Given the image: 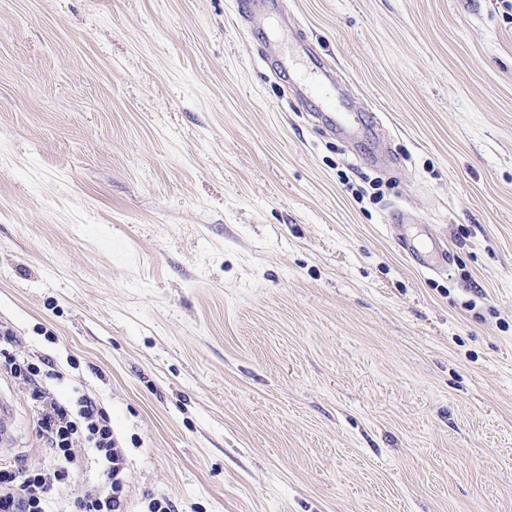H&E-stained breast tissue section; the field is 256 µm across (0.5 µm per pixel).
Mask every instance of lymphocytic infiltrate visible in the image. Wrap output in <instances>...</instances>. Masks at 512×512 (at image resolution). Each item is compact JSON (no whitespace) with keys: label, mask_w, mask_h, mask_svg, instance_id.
Instances as JSON below:
<instances>
[{"label":"lymphocytic infiltrate","mask_w":512,"mask_h":512,"mask_svg":"<svg viewBox=\"0 0 512 512\" xmlns=\"http://www.w3.org/2000/svg\"><path fill=\"white\" fill-rule=\"evenodd\" d=\"M0 346L6 349L7 372L39 404L37 433L53 459L39 472L1 466L0 512H125L126 458L102 401L86 390L69 398L51 392L49 381L62 377L53 357H25L12 331L0 330ZM79 448L91 451L102 464L104 485L88 487L73 497L67 484Z\"/></svg>","instance_id":"1"}]
</instances>
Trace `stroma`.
<instances>
[{"instance_id": "obj_1", "label": "stroma", "mask_w": 512, "mask_h": 512, "mask_svg": "<svg viewBox=\"0 0 512 512\" xmlns=\"http://www.w3.org/2000/svg\"><path fill=\"white\" fill-rule=\"evenodd\" d=\"M283 7L355 140L236 0H0V326L102 399L127 512H512V0ZM277 65H284V63L294 62V50L293 47L288 44V53L286 52L285 44L280 39H274L262 51V59L266 66L272 69L273 61L275 58ZM398 224L403 228L401 234L403 247L416 264L430 269V267H435L439 259L446 261L447 254L441 251L438 241L432 234L428 235L427 243L410 232L408 225L404 224L403 220H399Z\"/></svg>"}]
</instances>
